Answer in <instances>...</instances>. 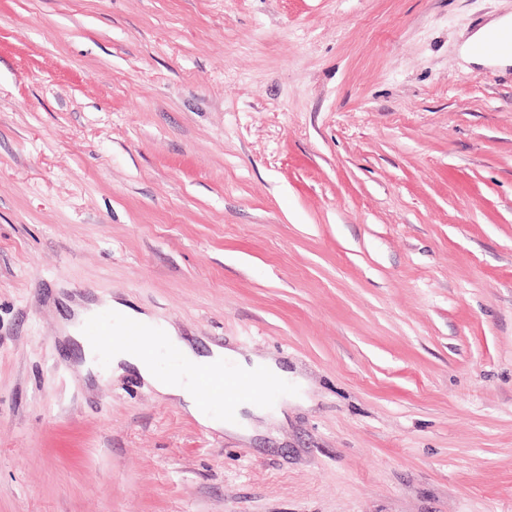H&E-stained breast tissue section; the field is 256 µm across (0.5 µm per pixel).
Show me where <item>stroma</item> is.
Instances as JSON below:
<instances>
[{
	"mask_svg": "<svg viewBox=\"0 0 512 512\" xmlns=\"http://www.w3.org/2000/svg\"><path fill=\"white\" fill-rule=\"evenodd\" d=\"M512 0H0V512H512ZM113 297L305 385L275 435L92 382ZM512 27V17L493 21L478 30L465 44V51L477 62L481 63H512V53H502L495 56L485 54L481 50L482 44L493 34L507 31Z\"/></svg>",
	"mask_w": 512,
	"mask_h": 512,
	"instance_id": "1",
	"label": "stroma"
}]
</instances>
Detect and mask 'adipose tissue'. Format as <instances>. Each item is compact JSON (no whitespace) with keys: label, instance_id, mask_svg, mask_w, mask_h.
Masks as SVG:
<instances>
[{"label":"adipose tissue","instance_id":"ef3b65f1","mask_svg":"<svg viewBox=\"0 0 512 512\" xmlns=\"http://www.w3.org/2000/svg\"><path fill=\"white\" fill-rule=\"evenodd\" d=\"M109 308L114 322L127 319L136 320L143 331L158 336L161 340L159 350L170 355L184 365L188 370L182 376L174 378L159 372L155 356L130 352L121 348L113 349L110 373L121 376L132 371L151 385L160 395L177 403L186 410L202 426L215 431H223L237 436L242 440H250L262 432L269 424L282 420V409L288 402H301L304 399L302 390H288L280 387L276 397L272 399L231 400L224 411H214L205 407L197 386L196 370L218 368L227 370L230 374L247 377L255 373H265L277 379H287V371L272 358H248L233 349L214 346L207 353H200L197 347L181 336L175 327L164 322L161 318L135 311L123 302L109 298L104 302H86L73 305L72 316L63 321L62 329L86 353L84 372L95 370L97 351L84 333L86 322L97 316L101 308Z\"/></svg>","mask_w":512,"mask_h":512}]
</instances>
